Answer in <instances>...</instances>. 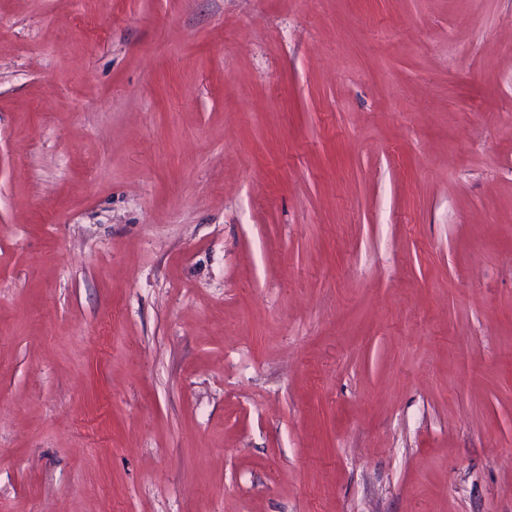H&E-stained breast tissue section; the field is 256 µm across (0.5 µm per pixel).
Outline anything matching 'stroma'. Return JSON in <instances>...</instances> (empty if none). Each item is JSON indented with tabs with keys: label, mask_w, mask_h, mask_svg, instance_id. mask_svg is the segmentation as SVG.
I'll return each mask as SVG.
<instances>
[{
	"label": "stroma",
	"mask_w": 512,
	"mask_h": 512,
	"mask_svg": "<svg viewBox=\"0 0 512 512\" xmlns=\"http://www.w3.org/2000/svg\"><path fill=\"white\" fill-rule=\"evenodd\" d=\"M512 0H0V512H512Z\"/></svg>",
	"instance_id": "stroma-1"
}]
</instances>
